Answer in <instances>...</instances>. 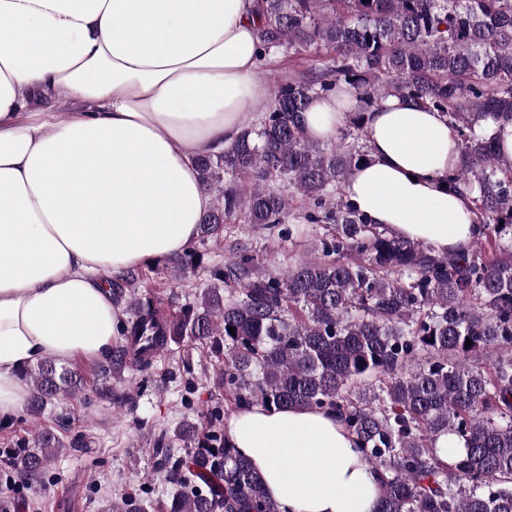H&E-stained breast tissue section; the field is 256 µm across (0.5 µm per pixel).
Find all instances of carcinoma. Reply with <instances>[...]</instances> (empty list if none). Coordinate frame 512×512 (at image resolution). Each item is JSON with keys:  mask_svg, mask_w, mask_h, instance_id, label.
<instances>
[{"mask_svg": "<svg viewBox=\"0 0 512 512\" xmlns=\"http://www.w3.org/2000/svg\"><path fill=\"white\" fill-rule=\"evenodd\" d=\"M264 54L310 53L308 75L273 80L270 102L224 153L199 160L214 207L200 241L226 224L286 223L291 199L326 229L314 258L280 274L239 255L208 269L200 300L164 314L131 297L133 316L106 355L109 377L189 336L223 360L214 385L235 409H331L381 475L375 512H512V158L488 120L512 117V0H258ZM346 85L356 108L335 140L309 139L300 114ZM393 96L446 116L460 138L449 182L468 191L484 236L460 254H435L368 223L343 198L367 160L363 115ZM139 271L112 282L120 302ZM235 328L229 333V328ZM473 345L465 347L466 340ZM33 413L78 389L46 361L29 372ZM185 420L180 453L154 452L180 490L163 512H278L260 475L224 434V412ZM444 434L464 450L442 458ZM55 444L25 449L37 474Z\"/></svg>", "mask_w": 512, "mask_h": 512, "instance_id": "cac0c4a2", "label": "carcinoma"}]
</instances>
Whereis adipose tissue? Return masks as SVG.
I'll return each mask as SVG.
<instances>
[{
    "label": "adipose tissue",
    "mask_w": 512,
    "mask_h": 512,
    "mask_svg": "<svg viewBox=\"0 0 512 512\" xmlns=\"http://www.w3.org/2000/svg\"><path fill=\"white\" fill-rule=\"evenodd\" d=\"M261 30L257 0H0L1 419L28 403L26 368L110 351L112 277L190 247L214 202L199 159L271 95ZM354 103L345 87L314 98L308 137L335 139ZM364 126L348 203L434 252L469 250L483 228L448 183L447 118L389 97ZM225 432L279 512H374L378 476L336 412L255 404Z\"/></svg>",
    "instance_id": "ef3b65f1"
}]
</instances>
